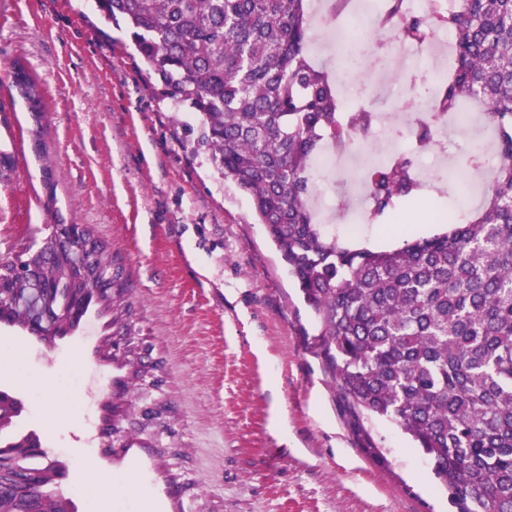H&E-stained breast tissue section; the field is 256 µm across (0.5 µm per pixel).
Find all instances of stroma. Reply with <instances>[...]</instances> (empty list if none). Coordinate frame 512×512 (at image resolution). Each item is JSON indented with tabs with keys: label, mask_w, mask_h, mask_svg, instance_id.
Masks as SVG:
<instances>
[{
	"label": "stroma",
	"mask_w": 512,
	"mask_h": 512,
	"mask_svg": "<svg viewBox=\"0 0 512 512\" xmlns=\"http://www.w3.org/2000/svg\"><path fill=\"white\" fill-rule=\"evenodd\" d=\"M22 62L42 90L30 111L9 69ZM197 113L147 87L145 66L96 0H0V261L54 224H83L112 247L135 307L133 327L158 363L157 387L97 355L110 329L96 308L43 340L0 322L23 344L8 385L23 403L5 436L35 434L67 474L73 512L95 490L82 463L115 475L146 460L153 489L185 486L164 512H456L432 466L390 422H354L316 354L320 327L247 197L212 163ZM42 153H35L34 141ZM448 192L405 207L418 235L442 232L435 211L477 207L459 171ZM339 241L396 247L393 233L348 231L342 183L324 191ZM58 416H51L50 408ZM129 424L126 455L102 427ZM374 444L384 455L366 450Z\"/></svg>",
	"instance_id": "1"
}]
</instances>
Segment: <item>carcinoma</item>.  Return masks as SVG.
Instances as JSON below:
<instances>
[{
    "label": "carcinoma",
    "instance_id": "obj_1",
    "mask_svg": "<svg viewBox=\"0 0 512 512\" xmlns=\"http://www.w3.org/2000/svg\"><path fill=\"white\" fill-rule=\"evenodd\" d=\"M149 68L152 87L202 117L212 161L249 199L321 325L318 356L354 416L386 418L432 463L457 512H512V0H456L433 18L383 0L390 39L422 41L430 23L454 36V66L440 85V119L473 105L495 132L500 164L481 206L445 232L409 236L390 250L345 246L312 206L311 162L326 143L348 145L371 112L342 111L327 65L309 55L307 0H97ZM15 86L39 111L40 85L19 63ZM422 146L425 118L414 123ZM369 219L388 231L426 192L405 154L366 174ZM81 251L39 262L15 279L0 319L24 328L48 312L76 323L65 296L112 272V251L86 226ZM115 323L132 318L125 290L94 301ZM54 462L34 466L40 512H70L47 493ZM0 473V512H24Z\"/></svg>",
    "mask_w": 512,
    "mask_h": 512
}]
</instances>
